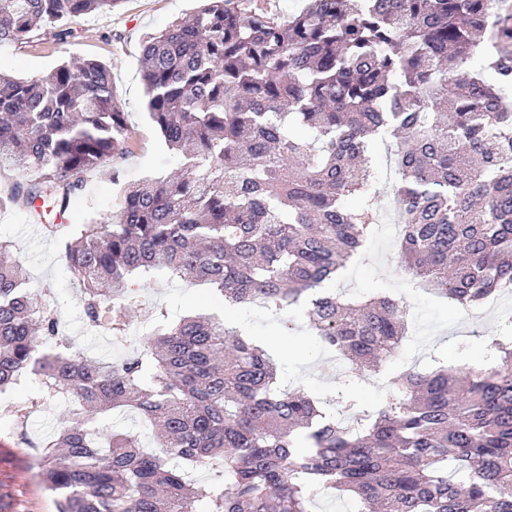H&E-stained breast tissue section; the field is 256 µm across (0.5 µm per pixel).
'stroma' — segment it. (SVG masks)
<instances>
[{"mask_svg":"<svg viewBox=\"0 0 512 512\" xmlns=\"http://www.w3.org/2000/svg\"><path fill=\"white\" fill-rule=\"evenodd\" d=\"M195 0H121L112 12L84 16L74 24L75 34L65 44L51 36H39L27 44L0 47V72L37 80L66 61L98 59L112 65L115 91L126 113L130 130L129 152L121 163L123 180L166 176L179 165L178 157L164 146L149 121L143 103L141 81L142 39L146 33L166 28L186 17ZM118 188L110 173L89 174L84 190L72 196L66 213L52 203H37L35 210L0 208V243L31 273L29 288L61 314L68 335H84L81 290L62 266L55 244L57 235L71 225L84 223L97 213L117 210ZM495 341L512 337V295L500 299L495 310L470 307L461 324L442 330L435 342L454 338ZM28 389L0 393V512H56L52 495L34 465L32 449L23 447L21 433L35 440L55 437L65 426L63 406L32 407ZM27 407L25 425L14 418L17 408Z\"/></svg>","mask_w":512,"mask_h":512,"instance_id":"obj_1","label":"stroma"}]
</instances>
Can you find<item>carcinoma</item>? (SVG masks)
Returning <instances> with one entry per match:
<instances>
[{
    "label": "carcinoma",
    "instance_id": "carcinoma-1",
    "mask_svg": "<svg viewBox=\"0 0 512 512\" xmlns=\"http://www.w3.org/2000/svg\"><path fill=\"white\" fill-rule=\"evenodd\" d=\"M122 0H0V46ZM478 57L483 67L452 74ZM148 118L180 156L166 177L128 183L117 212L76 224L59 256L81 283L86 327L126 339L141 285L164 273L224 303L278 313L306 303L320 341L378 374L400 349L406 304L325 288L379 223L367 150L397 140L391 192L397 262L463 308L512 282V3L307 0L281 19L261 0H203L142 46ZM314 132L303 136L300 129ZM112 65L63 63L39 81L0 74V168L36 171L1 207L39 199L66 212L85 174L128 153ZM357 205L349 207L346 200ZM0 244V393L30 377L33 402L71 421L37 446L58 512H199L192 473L224 462L205 512H312L314 489L357 512H512V342L459 376L389 378L382 406L343 426L319 401L279 387L280 365L207 313L158 326L117 360L61 333ZM124 407L152 446L99 426Z\"/></svg>",
    "mask_w": 512,
    "mask_h": 512
}]
</instances>
